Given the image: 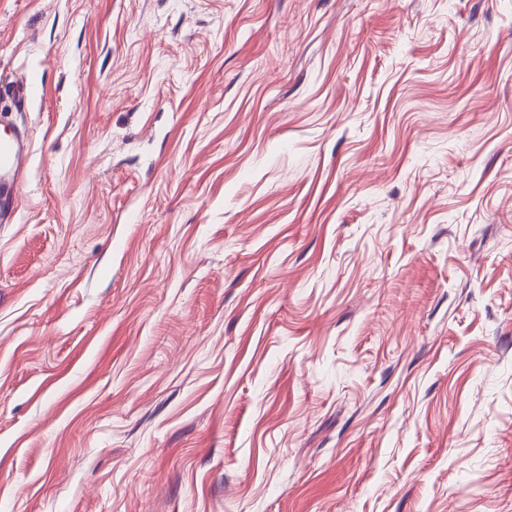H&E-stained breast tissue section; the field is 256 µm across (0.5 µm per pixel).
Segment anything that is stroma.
<instances>
[{"label":"stroma","instance_id":"1","mask_svg":"<svg viewBox=\"0 0 512 512\" xmlns=\"http://www.w3.org/2000/svg\"><path fill=\"white\" fill-rule=\"evenodd\" d=\"M0 512H512V0H0ZM24 154L17 137L0 136V223L16 215L17 200L23 187Z\"/></svg>","mask_w":512,"mask_h":512}]
</instances>
